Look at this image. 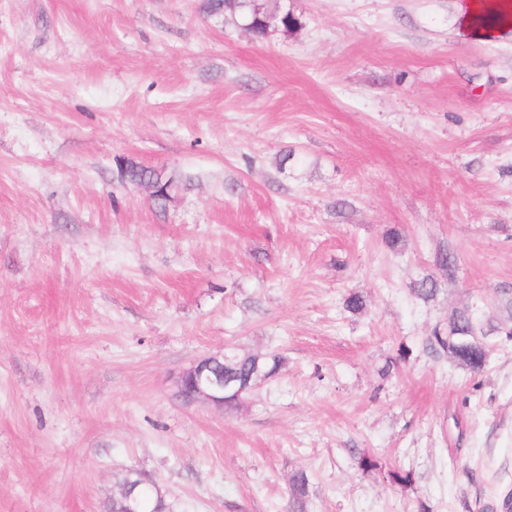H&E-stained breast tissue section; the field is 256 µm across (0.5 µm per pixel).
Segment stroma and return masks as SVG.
<instances>
[{"label": "stroma", "instance_id": "stroma-1", "mask_svg": "<svg viewBox=\"0 0 512 512\" xmlns=\"http://www.w3.org/2000/svg\"><path fill=\"white\" fill-rule=\"evenodd\" d=\"M262 2L295 25L0 0V512H105L130 468L170 512H284L298 470L307 512L512 489V339L478 375L426 347L512 291V32L460 35L461 0ZM126 159L179 182L165 207ZM228 349L284 363L234 411L183 402Z\"/></svg>", "mask_w": 512, "mask_h": 512}]
</instances>
